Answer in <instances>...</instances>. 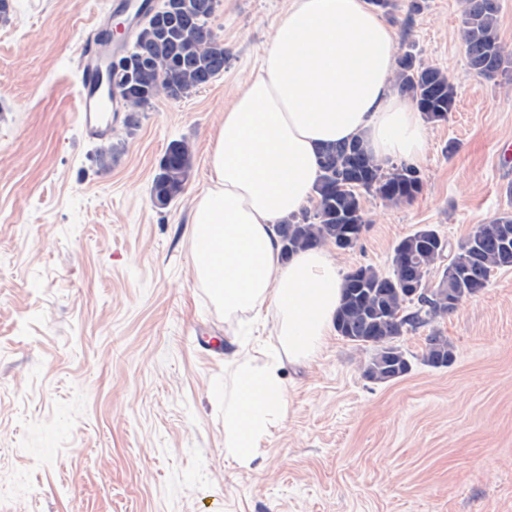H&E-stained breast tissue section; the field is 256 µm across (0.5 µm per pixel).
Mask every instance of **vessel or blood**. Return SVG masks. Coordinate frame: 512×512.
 <instances>
[{
	"label": "vessel or blood",
	"mask_w": 512,
	"mask_h": 512,
	"mask_svg": "<svg viewBox=\"0 0 512 512\" xmlns=\"http://www.w3.org/2000/svg\"><path fill=\"white\" fill-rule=\"evenodd\" d=\"M122 43H104L102 39H84L80 51L81 98L78 121L83 132L92 138L106 139L112 132L113 95L107 86L106 70L113 56L119 55Z\"/></svg>",
	"instance_id": "obj_1"
}]
</instances>
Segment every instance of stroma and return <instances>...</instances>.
I'll list each match as a JSON object with an SVG mask.
<instances>
[{"mask_svg":"<svg viewBox=\"0 0 512 512\" xmlns=\"http://www.w3.org/2000/svg\"><path fill=\"white\" fill-rule=\"evenodd\" d=\"M289 0H219L224 73L182 100L117 112V157L77 126L83 38L121 22L109 0H10L0 23V512H512V269L452 314L395 340L411 361L368 379L373 353L331 333L287 366L288 415L261 462L224 457V309L195 281L188 235L208 158L240 85L257 75ZM399 50L446 71L421 192L384 205L337 252L341 272L392 268L398 241L435 227L456 250L512 211V82L464 56L460 0L382 10ZM190 144L182 196L150 187L168 144ZM453 362L423 361L432 332Z\"/></svg>","mask_w":512,"mask_h":512,"instance_id":"obj_1","label":"stroma"}]
</instances>
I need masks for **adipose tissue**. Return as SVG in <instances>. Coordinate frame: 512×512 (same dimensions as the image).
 <instances>
[{
    "label": "adipose tissue",
    "mask_w": 512,
    "mask_h": 512,
    "mask_svg": "<svg viewBox=\"0 0 512 512\" xmlns=\"http://www.w3.org/2000/svg\"><path fill=\"white\" fill-rule=\"evenodd\" d=\"M396 33L369 0H290L258 75L224 112L210 185L192 203L196 281L227 323L271 312L275 347L231 339L224 378V455L242 466L287 414L285 365L315 358L334 324L342 279L315 247L282 258L276 224L315 195L322 145L361 140L377 161L414 163L428 121L395 82Z\"/></svg>",
    "instance_id": "obj_1"
}]
</instances>
